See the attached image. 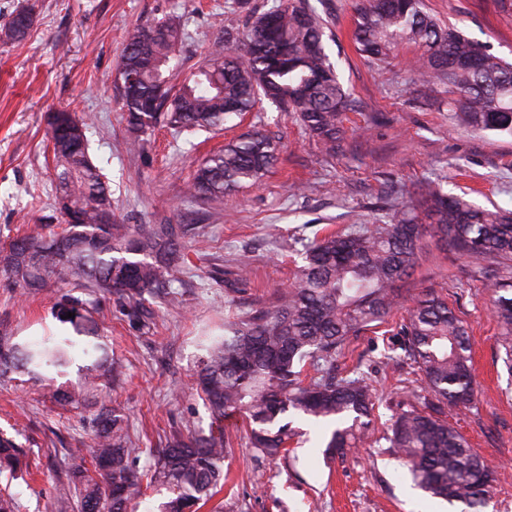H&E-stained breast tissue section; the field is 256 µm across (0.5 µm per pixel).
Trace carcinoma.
Wrapping results in <instances>:
<instances>
[{"label": "carcinoma", "instance_id": "carcinoma-1", "mask_svg": "<svg viewBox=\"0 0 512 512\" xmlns=\"http://www.w3.org/2000/svg\"><path fill=\"white\" fill-rule=\"evenodd\" d=\"M247 30H224L196 71L174 82L184 29L170 16L129 33L113 80L122 116L135 134L164 122L176 130L220 128L228 119L268 101L289 112L333 156L341 147L343 115L358 108L344 88L326 44L325 22L308 0H284L258 13L248 9ZM33 22L21 8L0 24V43L23 40ZM356 51L386 69L410 49V81L446 95L447 111L478 133L512 136V63L468 37L455 24L431 15L424 0H356ZM76 138L50 129L55 203L68 199L84 216L60 233L31 232L0 240V274L8 286L64 288L55 302L80 316L97 296L115 297L139 312L145 296L165 287L185 260V224H119L102 169L92 160L85 131L90 117L66 109ZM280 144L253 129L239 135L199 165L189 194L219 209L224 196L255 184L276 165ZM461 252L481 274L495 264L504 272L487 283L498 325L497 344L512 376V210L475 207L448 195L443 184L426 182L417 194L387 213L379 224H354L303 246L296 279L275 302L245 316L228 314L224 332L204 336L194 374L196 391L217 431L196 434L187 422L164 448H136L123 417L99 396L100 375L85 373L67 389L50 388L58 402L81 410L93 431L91 456L100 479L72 472L75 499L56 502L55 512H138L143 488L159 499L157 512H198L224 486L227 452L221 423L233 414L249 426L257 457L287 451L294 418L334 420L326 448L355 447L375 407L376 389L356 369L336 375V354L361 332L385 323L402 305L397 284L415 269L425 225ZM405 357L422 374L424 402L407 403L391 418L382 439L407 467L420 490L464 512H483L495 480L494 466L471 448L445 419L446 410L470 406L475 378L467 328L442 296L424 293L402 324ZM69 338L48 336L20 343L0 334V377L13 371L42 376L47 367L69 363ZM314 375L303 378L304 367ZM21 433L0 432V474L14 476ZM146 454L149 467L135 462ZM10 486L0 488V512H19Z\"/></svg>", "mask_w": 512, "mask_h": 512}]
</instances>
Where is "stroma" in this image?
<instances>
[{
    "mask_svg": "<svg viewBox=\"0 0 512 512\" xmlns=\"http://www.w3.org/2000/svg\"><path fill=\"white\" fill-rule=\"evenodd\" d=\"M425 2L438 19L458 24L512 61V0ZM309 3L327 24L328 48L345 88L360 103L347 112L348 140L333 157L292 117L266 103L221 129L160 126L131 148L113 86L128 33L181 16L186 75L224 28L246 27L248 16L234 0H0V24L21 7L34 9L26 37L0 44V239L61 222L48 169L46 118L63 108L92 116L90 154L123 223L190 227L189 259L168 292L149 298L142 315L100 300L77 338L72 363L46 372L52 385L68 387L77 383L80 368L107 354L120 373L111 406L126 418L136 447L163 446L172 427L186 421L209 431L210 417L193 382L198 338L223 325L227 312L244 314L273 301L302 264L297 238L378 222L400 203V187L427 179L474 205L512 209V137L456 125L446 110L431 105L430 92L409 85L404 64L386 71L369 65L352 41L354 0ZM254 128L283 144L262 182L226 197L218 211L186 198L197 164ZM400 288L408 299L429 290L447 296L467 326L475 397L469 408L449 413L448 421L495 466L486 512H512V375L496 343L490 293L465 258L430 234ZM402 319L398 313L364 331L336 358L339 371L357 368L370 377L380 397L371 416L379 434L407 395L424 397L415 364L387 368L381 362L400 347ZM3 329L25 340L73 331L54 308L52 289L30 293L6 287L0 278ZM296 426L301 436L288 455L267 459L254 456L241 419L225 422L232 448L216 496L224 512H461L460 505L413 491L406 468L386 449L349 448L327 458L333 424L301 419ZM15 429L25 450L23 476L11 483L20 512H54L56 500L73 493L69 470L89 455L91 436L80 412L52 402L13 372L0 378V431Z\"/></svg>",
    "mask_w": 512,
    "mask_h": 512,
    "instance_id": "stroma-1",
    "label": "stroma"
}]
</instances>
